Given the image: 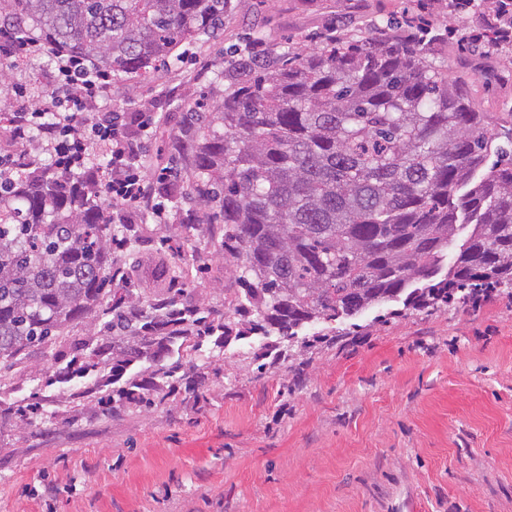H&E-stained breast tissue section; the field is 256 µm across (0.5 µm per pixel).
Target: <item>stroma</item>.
Masks as SVG:
<instances>
[{
	"instance_id": "obj_1",
	"label": "stroma",
	"mask_w": 512,
	"mask_h": 512,
	"mask_svg": "<svg viewBox=\"0 0 512 512\" xmlns=\"http://www.w3.org/2000/svg\"><path fill=\"white\" fill-rule=\"evenodd\" d=\"M408 0H230L224 31L177 50L178 62L147 78L116 82L102 106L123 113L147 151L150 172L174 166L172 188L133 219L128 250L114 258L151 310L169 285L185 302L223 315L237 273L223 235L191 194V156H172L191 109L224 98L221 72L254 38L266 48L308 44L321 30L365 36L400 27ZM448 40L427 58L467 81L483 112L512 113V49H461L472 11L428 6ZM50 58L0 62L17 96L37 107L57 87ZM205 274H196L198 262ZM322 343L295 345L288 360L259 366V337L207 347L186 380L204 400L177 396L150 407L102 412L112 392V336L86 318L49 347L0 364V512H512V296L392 314L369 311L356 324H319ZM104 347L97 375L47 380L55 356L73 343ZM41 405L31 424L7 407Z\"/></svg>"
}]
</instances>
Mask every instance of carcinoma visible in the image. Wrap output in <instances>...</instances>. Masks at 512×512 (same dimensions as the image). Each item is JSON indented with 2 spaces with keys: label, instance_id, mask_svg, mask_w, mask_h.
I'll return each mask as SVG.
<instances>
[{
  "label": "carcinoma",
  "instance_id": "cac0c4a2",
  "mask_svg": "<svg viewBox=\"0 0 512 512\" xmlns=\"http://www.w3.org/2000/svg\"><path fill=\"white\" fill-rule=\"evenodd\" d=\"M229 0H0V28L95 62L113 77L146 76L182 43L224 30ZM428 43L380 30L331 31L303 51L260 52L229 64L224 99L187 121L191 188L224 226L241 287L227 312H184L185 335L112 295L115 230L81 171L44 165L38 179L0 187V360L49 347L60 330L112 315V408L184 390L183 359L206 343L256 334L264 347L312 346L314 323L353 320L383 304L455 306L512 289V152L494 144L490 112L468 86L426 60ZM500 157L491 167V154ZM469 229L456 244L460 229ZM458 245L453 263L448 247ZM276 337L273 342L268 338ZM178 359L158 363V355ZM101 348L77 342L56 375L97 371ZM149 376L130 374L139 362Z\"/></svg>",
  "mask_w": 512,
  "mask_h": 512
}]
</instances>
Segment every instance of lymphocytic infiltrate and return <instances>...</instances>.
<instances>
[{"instance_id": "obj_1", "label": "lymphocytic infiltrate", "mask_w": 512, "mask_h": 512, "mask_svg": "<svg viewBox=\"0 0 512 512\" xmlns=\"http://www.w3.org/2000/svg\"><path fill=\"white\" fill-rule=\"evenodd\" d=\"M479 12L478 25L464 32V40H487L495 50L512 47V7H504L503 0H482ZM54 61L61 96L52 97L35 111L11 113L8 124L12 140L35 152L50 153L54 165L66 169L83 167L94 147L104 146L112 174L104 180L95 179L94 186L111 197L119 223H126L128 217L147 207L157 222H164L162 209L152 202L153 183L134 173L129 165L142 146L125 133L123 114L106 112L88 129L77 121L78 112L109 97L111 73L62 54L55 55Z\"/></svg>"}]
</instances>
